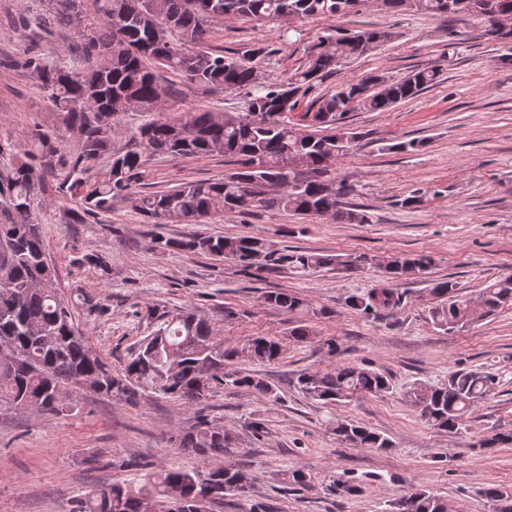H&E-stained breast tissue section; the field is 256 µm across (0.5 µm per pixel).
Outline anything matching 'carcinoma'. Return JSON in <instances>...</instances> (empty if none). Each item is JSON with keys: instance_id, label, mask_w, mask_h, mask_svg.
I'll list each match as a JSON object with an SVG mask.
<instances>
[{"instance_id": "carcinoma-1", "label": "carcinoma", "mask_w": 512, "mask_h": 512, "mask_svg": "<svg viewBox=\"0 0 512 512\" xmlns=\"http://www.w3.org/2000/svg\"><path fill=\"white\" fill-rule=\"evenodd\" d=\"M49 18L69 27L79 40L84 64L49 65L37 55L24 67L53 102L64 126L81 132V162L103 156L110 165L103 178L91 179L79 165L63 192L78 203L71 213L74 224L112 209L123 197L149 224H201L217 213H247L254 208L276 209L306 217L329 215L343 224H369L363 208H345L339 196L345 186L332 177L336 161L353 148L356 134L340 132L343 116L360 107L386 112L399 102L418 96L434 85L440 72L417 69L398 79L374 74L354 83L342 81L312 100L292 122L282 112L281 100L302 98L336 73L351 57L381 47L385 31L352 32L338 28L308 47L304 67L288 83L257 84L252 65L264 48L224 55L199 48L213 24L238 20L340 18L357 12L367 0H95V15L87 14L83 0H48ZM389 12L413 11L436 18L470 16L487 26L512 17V0H377ZM117 8L122 21L111 25L102 19ZM160 63L190 81L246 91L245 111L222 109L185 112L171 118L159 111L164 90L150 71ZM127 112L147 116L131 139L135 150H112L107 131ZM224 153L237 158L239 168L222 179L185 183L163 193L132 190L141 180L145 157L167 155L193 158ZM35 168L18 162L10 175L0 178V404L19 410L60 415L75 405L65 399L64 388L74 385L109 400L130 406L154 394L188 405L199 404L214 390L233 387L256 393L274 406L279 396L273 384L249 370L233 369L239 350L218 335L215 323L190 309L172 313L148 306L139 315L156 322L126 365L112 370L75 328L73 311L54 288L56 270L46 257V246L34 223L31 197L36 189ZM164 250L177 249L230 259L241 267L267 275L286 267L297 270L330 265L346 268L329 255L293 250L287 254L267 248L256 236H189L158 240ZM428 255L393 256L383 262L380 284L345 299L361 314L378 317L397 311L404 295L397 282L426 271ZM439 304L429 309L432 325L445 332L460 331L504 305L512 306V275L490 282L475 304L455 295V284H434ZM263 302L287 314L307 309L302 298L281 289L268 290ZM311 327L300 323L288 329L287 340L306 343ZM283 342L265 336L247 339L246 354L255 363H271L282 354ZM489 373L460 368L448 372L440 384L415 381L407 391L421 418L434 428L456 434L474 407L496 388ZM302 392L324 405L340 406L357 397H384L392 392L391 378L368 362L344 363L330 371L304 372L298 377ZM336 439L358 448L387 450L390 440L379 432L344 418L336 419ZM175 447L200 455L203 460L224 455L233 433L198 415L192 427L169 437ZM313 479L301 470L288 473L286 490L312 487ZM251 478L233 464L204 465L199 469L160 470L148 474L133 489L121 482L96 489L75 502L73 512H210L224 498L245 497ZM326 495L356 496L361 487L349 474L336 476L322 486ZM495 512H512V492L499 487L484 489ZM387 512H448V506L423 486L412 485L388 501Z\"/></svg>"}]
</instances>
